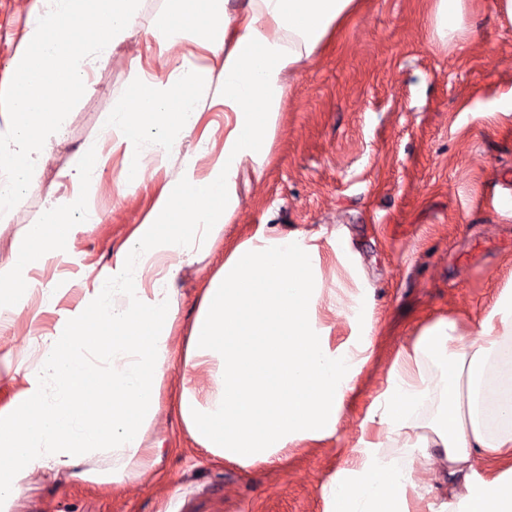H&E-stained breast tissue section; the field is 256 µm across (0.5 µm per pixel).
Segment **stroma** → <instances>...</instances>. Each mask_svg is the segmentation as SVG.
I'll list each match as a JSON object with an SVG mask.
<instances>
[{"label":"stroma","mask_w":512,"mask_h":512,"mask_svg":"<svg viewBox=\"0 0 512 512\" xmlns=\"http://www.w3.org/2000/svg\"><path fill=\"white\" fill-rule=\"evenodd\" d=\"M51 0H0V88L23 56L26 35ZM169 0H141L135 25L107 58L84 75L85 93L47 156L36 157L29 190L0 223V264L29 225L63 205L68 233L54 256L21 271L0 335V407L21 388L8 367L36 365L33 338L66 330L96 288L151 287L137 280L144 244L138 234L161 192L186 162L209 173L224 149V111L207 106L190 133L144 122L138 146L171 142L133 187L123 184V151L110 128L116 103L140 72H169L182 51H161L154 30ZM428 0H366L325 51L289 80V94L262 175L241 173L238 206L211 250L191 248L175 282L178 319L169 337L159 411L145 432L163 446L154 470L120 484L97 485L43 468L16 495L10 512H330L323 488L358 469L366 450L407 462V448L380 447L371 416L401 363L415 376L448 366L447 352L422 353V330L456 320L475 340L479 322L512 283V22L499 0H475L465 41L436 45ZM91 153L83 183L72 159ZM288 235L317 245V302L323 341L356 357L335 435L289 445L269 461L244 467L196 446L176 406L181 360L202 292L233 247L250 238ZM52 293L36 312L32 296ZM427 481L408 492L409 512H443L437 477L446 467L431 452Z\"/></svg>","instance_id":"1"}]
</instances>
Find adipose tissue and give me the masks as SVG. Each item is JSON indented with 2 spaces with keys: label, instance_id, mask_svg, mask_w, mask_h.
I'll return each instance as SVG.
<instances>
[{
  "label": "adipose tissue",
  "instance_id": "obj_1",
  "mask_svg": "<svg viewBox=\"0 0 512 512\" xmlns=\"http://www.w3.org/2000/svg\"><path fill=\"white\" fill-rule=\"evenodd\" d=\"M171 2L163 40L189 46L200 38L223 59L224 151L207 177L184 170L141 229L145 258L168 259L160 284L126 289L121 309L110 289H97L73 315L68 333L42 335L40 362L21 370L25 386L0 412V508L39 467L73 469L85 480L82 461L108 451L118 484L159 462L160 449L143 441L170 364L174 282L185 247L208 227L230 223L241 170L261 174L267 161L288 76L310 64L361 7V0H247L233 17L226 0ZM470 2L430 0L435 42L465 39ZM211 84L210 73L185 58L170 77L142 75L117 103L113 129L124 148L126 184L138 183L145 168L137 145L142 122L191 131ZM59 217V208L50 207L42 223L30 225L26 246L0 266V311L10 304L7 287L14 275L31 259L56 252ZM316 257V247L264 236L238 245L205 288L183 365L188 375L206 372L210 385L203 394L183 389L178 413L195 444L213 457L249 466L290 442L335 433L351 359L320 339ZM418 346L449 350L448 368L419 387L402 378L392 385L379 418L385 441L393 448L415 447L420 462L429 449H440L448 468L439 481L463 512H512V289L482 318L475 341H461L456 321L448 319L429 327ZM94 355L110 360L109 372L91 363ZM48 379L60 391L54 403L43 395ZM427 388L446 390L448 408L431 440L416 442L408 414ZM478 456L500 463L502 473L475 477ZM415 472L371 456L353 477L332 482L325 495L338 512H406L403 497Z\"/></svg>",
  "mask_w": 512,
  "mask_h": 512
}]
</instances>
